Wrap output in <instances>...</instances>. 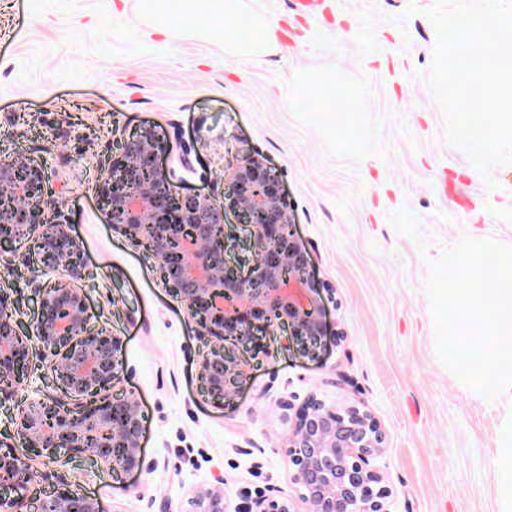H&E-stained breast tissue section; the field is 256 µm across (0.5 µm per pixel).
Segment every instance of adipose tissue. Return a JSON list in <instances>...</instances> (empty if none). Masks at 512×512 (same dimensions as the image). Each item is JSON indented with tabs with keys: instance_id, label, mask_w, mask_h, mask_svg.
<instances>
[{
	"instance_id": "ef3b65f1",
	"label": "adipose tissue",
	"mask_w": 512,
	"mask_h": 512,
	"mask_svg": "<svg viewBox=\"0 0 512 512\" xmlns=\"http://www.w3.org/2000/svg\"><path fill=\"white\" fill-rule=\"evenodd\" d=\"M147 19L152 28L172 29L173 25L215 29V21H222L216 29L224 40L226 53L253 57L272 53L277 47L275 30L268 18L260 12H245L243 0H148ZM246 24L260 33L255 42L238 40V24ZM295 97L318 100L336 117V128L349 140H356V109L359 96L356 87L348 85L344 75L330 68H311L301 72L294 80Z\"/></svg>"
}]
</instances>
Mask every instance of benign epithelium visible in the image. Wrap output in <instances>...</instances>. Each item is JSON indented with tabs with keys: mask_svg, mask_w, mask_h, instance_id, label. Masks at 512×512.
I'll list each match as a JSON object with an SVG mask.
<instances>
[{
	"mask_svg": "<svg viewBox=\"0 0 512 512\" xmlns=\"http://www.w3.org/2000/svg\"><path fill=\"white\" fill-rule=\"evenodd\" d=\"M186 153L156 126L123 132L117 153L101 162L98 198L112 231L149 253L164 288L180 300L207 351L200 360L204 396L224 406L243 374L238 347L283 328L297 351L319 355L330 336L322 320L333 290L315 284L307 253L292 231L288 201L264 159L248 149L227 167L224 200L172 191L175 164ZM45 172L34 159H0V249L19 262L34 258L44 272L64 267L67 277L38 290L30 327L18 318L11 295L0 289V400L27 385L34 352L50 360L62 395L29 402L16 420L22 445L50 460L65 449L115 474L141 469L143 418L137 403L112 393L120 378V339L93 323L84 291L82 251L69 226L49 219L52 201ZM234 214L245 228L250 256L243 273L225 255L236 238L225 232ZM304 512H393V491L377 464L385 451L378 422L355 405L330 407L311 397L295 409L285 443ZM54 480L57 490L32 505V492ZM65 471L47 474L12 448H0V512H99L96 501L66 489ZM184 512H226L224 479L192 494ZM246 512H297L286 497L259 494Z\"/></svg>",
	"mask_w": 512,
	"mask_h": 512,
	"instance_id": "benign-epithelium-1",
	"label": "benign epithelium"
}]
</instances>
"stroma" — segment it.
Listing matches in <instances>:
<instances>
[{
	"mask_svg": "<svg viewBox=\"0 0 512 512\" xmlns=\"http://www.w3.org/2000/svg\"><path fill=\"white\" fill-rule=\"evenodd\" d=\"M142 2L0 0V159L42 164L50 216L82 248L78 285L99 326L123 342L115 390L145 416L139 471L120 481L78 459L66 467L69 488L101 512H185L218 476L227 512L260 490L297 499L282 404L313 396L363 407L380 424L394 512H495L496 416L438 360L426 284L463 238L512 246V164L482 174L447 141L426 80L437 34L425 12L435 0H325L309 15L294 0H244L277 27L275 52L258 57L226 54L203 30L155 31ZM305 68L341 70L359 88L358 145L294 97ZM145 123L187 152L182 193L222 198L227 162L243 149L262 155L311 275L334 292L325 316L342 340L312 360L281 335L261 337L240 351L243 380L220 408L200 391L205 346L183 305L98 207L99 160ZM56 278L34 261H0V285L26 323L37 286ZM54 390L34 360L29 388L0 402V443L19 447L21 406Z\"/></svg>",
	"mask_w": 512,
	"mask_h": 512,
	"instance_id": "35a3bbf8",
	"label": "stroma"
}]
</instances>
